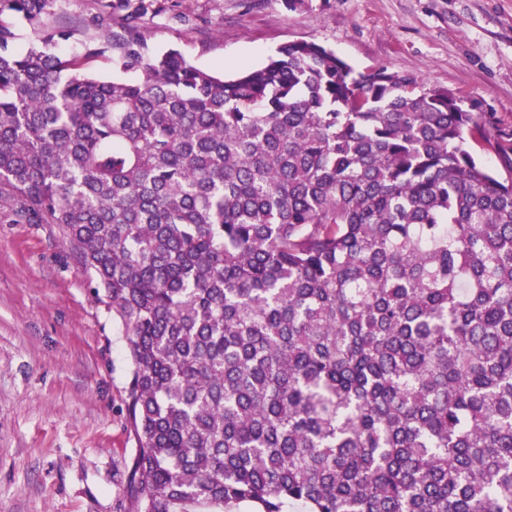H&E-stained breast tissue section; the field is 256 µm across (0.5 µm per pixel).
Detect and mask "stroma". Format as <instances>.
Returning <instances> with one entry per match:
<instances>
[{"mask_svg":"<svg viewBox=\"0 0 512 512\" xmlns=\"http://www.w3.org/2000/svg\"><path fill=\"white\" fill-rule=\"evenodd\" d=\"M94 0H58L78 28L62 56L110 32ZM149 45L233 75L309 41L358 70L422 77L512 128V0H152ZM124 327L97 301L58 225L0 206V512H128L136 442L127 420Z\"/></svg>","mask_w":512,"mask_h":512,"instance_id":"stroma-1","label":"stroma"}]
</instances>
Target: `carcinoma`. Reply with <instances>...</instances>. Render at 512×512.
Returning <instances> with one entry per match:
<instances>
[{
  "mask_svg": "<svg viewBox=\"0 0 512 512\" xmlns=\"http://www.w3.org/2000/svg\"><path fill=\"white\" fill-rule=\"evenodd\" d=\"M54 2L0 0V200L125 328L131 512H512V131L313 42L224 79L146 0L62 57Z\"/></svg>",
  "mask_w": 512,
  "mask_h": 512,
  "instance_id": "obj_1",
  "label": "carcinoma"
}]
</instances>
